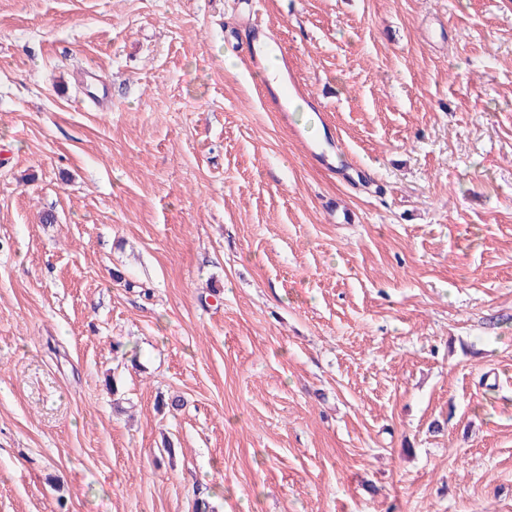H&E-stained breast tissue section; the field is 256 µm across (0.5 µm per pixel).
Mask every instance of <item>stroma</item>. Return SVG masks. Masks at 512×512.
I'll use <instances>...</instances> for the list:
<instances>
[{"label":"stroma","instance_id":"obj_1","mask_svg":"<svg viewBox=\"0 0 512 512\" xmlns=\"http://www.w3.org/2000/svg\"><path fill=\"white\" fill-rule=\"evenodd\" d=\"M254 8L369 183L241 0H0V512H512V0ZM273 50L280 56L285 65L287 66L285 72V81L287 84L286 90L283 92V99L279 96H271L276 101L278 109L280 112H287L288 107L296 102L298 97H309L312 100L313 108L315 109L316 114L322 121H325V114L323 113L324 107L309 93H304L301 89L300 82L294 72L289 68L288 69V47L274 40L272 44ZM299 135L303 140L307 158L315 165L336 173L338 178L345 179L348 176V171L352 165L349 163L347 154L343 150L336 151V155L340 157L339 162L336 164L329 159L325 147L317 138L314 139L306 131L302 130H299Z\"/></svg>","mask_w":512,"mask_h":512}]
</instances>
